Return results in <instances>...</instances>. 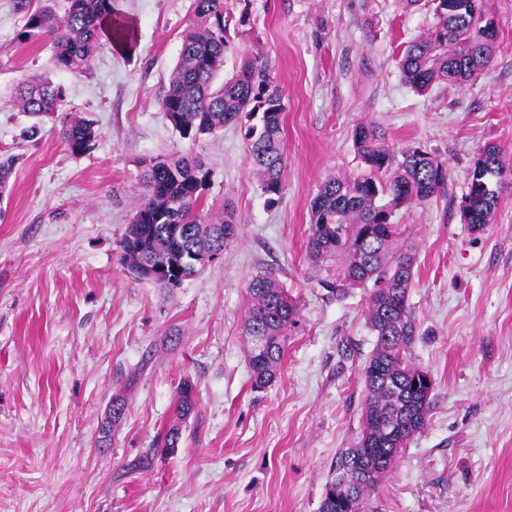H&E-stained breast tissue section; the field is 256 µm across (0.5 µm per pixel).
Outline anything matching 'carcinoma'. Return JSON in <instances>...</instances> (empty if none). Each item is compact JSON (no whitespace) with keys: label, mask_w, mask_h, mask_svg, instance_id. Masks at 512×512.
I'll list each match as a JSON object with an SVG mask.
<instances>
[{"label":"carcinoma","mask_w":512,"mask_h":512,"mask_svg":"<svg viewBox=\"0 0 512 512\" xmlns=\"http://www.w3.org/2000/svg\"><path fill=\"white\" fill-rule=\"evenodd\" d=\"M435 23L428 33L400 54L405 80L419 91L436 83L463 85L491 62L493 52L481 48L479 21L489 13L487 0H457L461 10L448 13V0H429ZM112 0H69L58 19L45 8L29 14L23 41L48 37L51 66L58 71L90 67L103 36L116 26ZM227 20L224 0H192V20L181 35L176 65L160 106L185 140L195 141L242 117L254 119L244 133L262 193L270 203L282 191V91L248 57L239 71L215 84L224 71ZM64 91L41 75L22 79L14 106L30 117L62 111ZM97 132L94 123L74 113L61 117L59 137L73 154L90 149ZM353 138L367 172L357 178L330 177L311 203L307 242L310 259L340 262L336 280L322 281L328 292L341 296L346 289L368 291L366 317L376 336L375 348L362 377L365 387L363 429L352 448L336 454V475L326 485L319 512H362L363 505L396 462L408 442L420 433L430 411L432 388L423 369L409 358L418 325L408 303L413 284L415 253L399 244L401 225L395 210L405 204L425 203L447 190V163L419 147L397 150L375 124L360 123ZM470 172L466 198L472 227L493 223L499 196L486 189L502 188L512 175L500 150L487 145ZM211 170L190 152L144 161L141 193L130 224L120 242L122 260L140 280L162 288H177L197 273L184 262V253L205 258L224 252L237 237L229 211L221 221L204 222L200 207ZM249 308L243 332L251 346L248 364L252 384L269 386L276 378L285 352L288 327L297 322L299 306L282 288L272 271L255 275L247 286ZM193 387L184 381L178 391L176 421L158 436L163 450L174 449L182 437L180 423L194 411ZM125 412V403L113 399L102 423V439L110 440L112 425Z\"/></svg>","instance_id":"obj_1"}]
</instances>
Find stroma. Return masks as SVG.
<instances>
[{
    "label": "stroma",
    "instance_id": "35a3bbf8",
    "mask_svg": "<svg viewBox=\"0 0 512 512\" xmlns=\"http://www.w3.org/2000/svg\"><path fill=\"white\" fill-rule=\"evenodd\" d=\"M192 0H114L131 46L101 40L90 68L53 70L51 43L20 40L26 12L0 0V512H318L340 449L363 428L361 370L376 337L367 293L329 298L332 262L307 252L310 202L329 177H355L358 123L393 147L448 165L446 193L394 216L417 246L411 360L433 381L424 430L365 512H512V181L493 224L472 228L462 198L484 145L512 166V0L491 65L462 86L421 93L397 64L432 24L402 0H225L224 73L258 57L284 93L282 192L271 205L238 126L189 142L160 107ZM63 87L65 110L94 121L71 154L59 115L37 135L10 101L24 77ZM194 152L210 185L203 214L232 205L238 238L167 293L120 261L144 159ZM273 270L298 301L281 371L251 386L241 324L250 279ZM196 408L175 450L156 448L183 381ZM125 414L110 442L113 398Z\"/></svg>",
    "mask_w": 512,
    "mask_h": 512
}]
</instances>
